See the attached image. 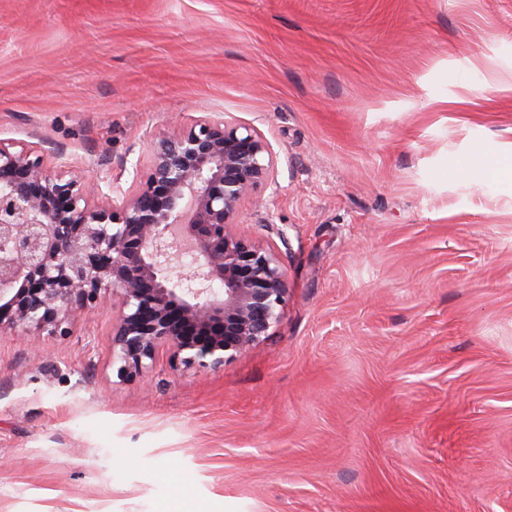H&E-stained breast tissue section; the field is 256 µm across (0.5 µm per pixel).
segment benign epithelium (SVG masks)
<instances>
[{"instance_id": "obj_1", "label": "benign epithelium", "mask_w": 512, "mask_h": 512, "mask_svg": "<svg viewBox=\"0 0 512 512\" xmlns=\"http://www.w3.org/2000/svg\"><path fill=\"white\" fill-rule=\"evenodd\" d=\"M274 183L267 140L223 119L151 138L143 170L110 197L90 176L0 143V330L66 336L110 292L119 378L144 374L162 347L184 365H224L269 336L287 301L276 245L238 229L245 202Z\"/></svg>"}]
</instances>
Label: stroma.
I'll list each match as a JSON object with an SVG mask.
<instances>
[{
  "instance_id": "obj_1",
  "label": "stroma",
  "mask_w": 512,
  "mask_h": 512,
  "mask_svg": "<svg viewBox=\"0 0 512 512\" xmlns=\"http://www.w3.org/2000/svg\"><path fill=\"white\" fill-rule=\"evenodd\" d=\"M199 117L272 148L280 322L129 380L119 300L1 332L0 512H512V0H0V141L108 194Z\"/></svg>"
}]
</instances>
